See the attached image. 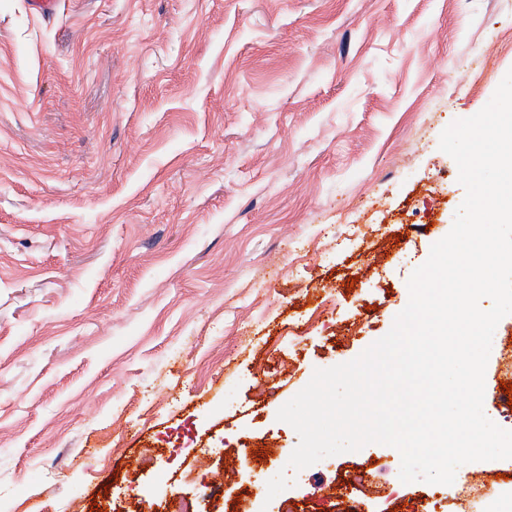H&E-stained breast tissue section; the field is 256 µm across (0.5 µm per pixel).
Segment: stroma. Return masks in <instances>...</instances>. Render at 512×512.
Masks as SVG:
<instances>
[{
    "instance_id": "1",
    "label": "stroma",
    "mask_w": 512,
    "mask_h": 512,
    "mask_svg": "<svg viewBox=\"0 0 512 512\" xmlns=\"http://www.w3.org/2000/svg\"><path fill=\"white\" fill-rule=\"evenodd\" d=\"M511 69L512 0H0V512H173L229 461L200 512H426L383 444L245 478L406 307L440 134Z\"/></svg>"
}]
</instances>
